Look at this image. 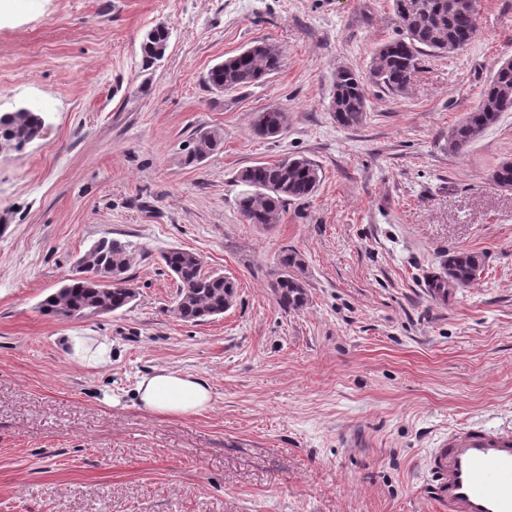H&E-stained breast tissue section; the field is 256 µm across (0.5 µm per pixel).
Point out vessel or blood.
<instances>
[{
	"mask_svg": "<svg viewBox=\"0 0 512 512\" xmlns=\"http://www.w3.org/2000/svg\"><path fill=\"white\" fill-rule=\"evenodd\" d=\"M424 467L441 512H512V429L459 426L434 439Z\"/></svg>",
	"mask_w": 512,
	"mask_h": 512,
	"instance_id": "b4317fda",
	"label": "vessel or blood"
}]
</instances>
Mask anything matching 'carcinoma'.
Returning <instances> with one entry per match:
<instances>
[{
  "label": "carcinoma",
  "instance_id": "obj_1",
  "mask_svg": "<svg viewBox=\"0 0 512 512\" xmlns=\"http://www.w3.org/2000/svg\"><path fill=\"white\" fill-rule=\"evenodd\" d=\"M476 0H393L400 33L376 51L368 74L363 76L349 68L336 70L329 109L336 124L350 128L359 125L366 112L367 83L396 95L407 92L420 58L461 50L477 35ZM166 41V33L157 30L144 38L140 48L143 60L157 61L156 49ZM281 55L276 47L257 41L248 52L238 53L212 67L207 74L210 86L234 90L262 83L279 71ZM512 101V68L497 69L486 85L478 105L462 121L448 130V152L463 154L501 115L502 101ZM288 118L280 108L269 107L256 113L254 127L258 134L275 137L283 132ZM44 119L38 112H17L0 122V135L15 144L30 143L41 136ZM222 143L218 132L196 137L184 163L193 165L214 152ZM238 181L247 187L237 206L250 224H270L277 212L290 200L311 197L320 182L319 168L304 157L286 158L274 163L258 162L238 173ZM133 246L119 239H102L83 255L89 276L72 279L51 298L45 299L42 311L65 318H82L119 310L130 303L129 287L113 284L116 275L129 268ZM165 266L176 276L178 292L175 315L187 322H204L221 315L235 297L236 285L222 275L202 271L200 257L188 250L173 249L162 256ZM304 261L295 251L280 256L276 273V302L283 310H298L307 302L305 283L298 275ZM483 254L458 250L448 254L446 284L467 286L476 281L484 269Z\"/></svg>",
  "mask_w": 512,
  "mask_h": 512
}]
</instances>
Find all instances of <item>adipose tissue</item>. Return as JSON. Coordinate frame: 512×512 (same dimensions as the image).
<instances>
[{
    "instance_id": "adipose-tissue-1",
    "label": "adipose tissue",
    "mask_w": 512,
    "mask_h": 512,
    "mask_svg": "<svg viewBox=\"0 0 512 512\" xmlns=\"http://www.w3.org/2000/svg\"><path fill=\"white\" fill-rule=\"evenodd\" d=\"M136 395L145 410L178 417L199 414L212 401L205 379L167 369L144 376L137 384Z\"/></svg>"
}]
</instances>
